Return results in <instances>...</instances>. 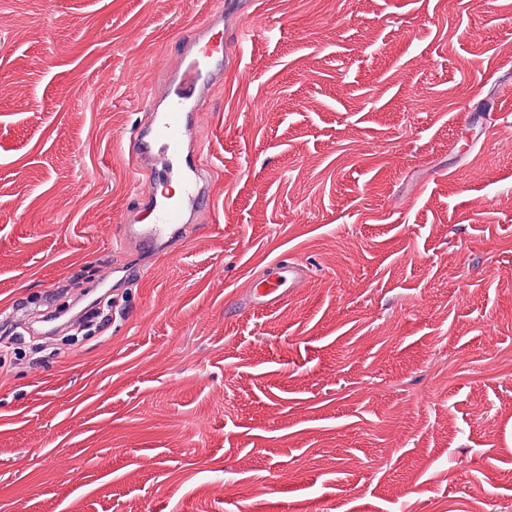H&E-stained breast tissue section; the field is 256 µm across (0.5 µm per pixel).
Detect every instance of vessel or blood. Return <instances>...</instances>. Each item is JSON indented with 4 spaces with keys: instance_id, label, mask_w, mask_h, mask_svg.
Wrapping results in <instances>:
<instances>
[{
    "instance_id": "b4317fda",
    "label": "vessel or blood",
    "mask_w": 512,
    "mask_h": 512,
    "mask_svg": "<svg viewBox=\"0 0 512 512\" xmlns=\"http://www.w3.org/2000/svg\"><path fill=\"white\" fill-rule=\"evenodd\" d=\"M230 0L213 5L193 34L182 41L178 60L165 87L145 113L128 150L136 174L147 180L136 211L118 227L115 246L148 258L191 237L195 216L209 212L210 187L216 168L203 157L195 133L208 111L212 89L224 81L225 69L241 64L240 57L215 56L207 45L230 15ZM309 267L291 259H276L252 280L242 298L248 310L280 307L294 288L309 277Z\"/></svg>"
}]
</instances>
